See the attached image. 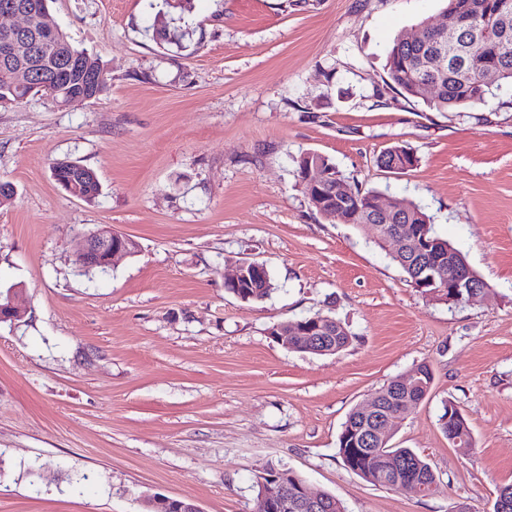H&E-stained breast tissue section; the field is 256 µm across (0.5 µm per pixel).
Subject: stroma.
<instances>
[{
	"label": "stroma",
	"instance_id": "35a3bbf8",
	"mask_svg": "<svg viewBox=\"0 0 512 512\" xmlns=\"http://www.w3.org/2000/svg\"><path fill=\"white\" fill-rule=\"evenodd\" d=\"M443 0H189L182 44L163 0H52L73 46L109 86L69 108L36 93L0 109V290L28 312L0 323V512H142L143 496L202 512H255L271 465L300 473L346 512H493L512 483V96L435 112L388 87L387 48ZM410 148L390 174L376 158ZM328 157L348 179L405 197L487 283L461 305L413 288L372 228L310 207L295 160ZM93 169L92 201L53 163ZM140 246L84 274V234ZM251 260L274 288L244 303L224 274ZM322 312L342 351L289 349L270 331ZM428 364V396L392 443L426 457L443 486L411 497L344 467L350 409ZM471 446L448 441L445 403ZM395 161L396 164H400L402 169L394 174L405 173L411 170L417 162V158L411 149L403 146H392L383 151L377 158V165L385 171L392 173L391 164ZM449 413L450 419L448 416ZM439 424L443 433L448 437V440L453 437L465 440L466 442L471 440V430L469 424L464 415L457 409L454 404L450 402L445 404L443 413L439 418Z\"/></svg>",
	"mask_w": 512,
	"mask_h": 512
}]
</instances>
